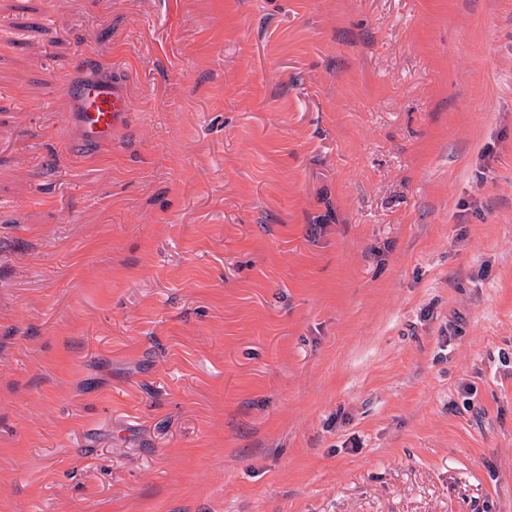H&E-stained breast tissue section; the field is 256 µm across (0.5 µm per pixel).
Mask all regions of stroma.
I'll list each match as a JSON object with an SVG mask.
<instances>
[{
    "instance_id": "obj_1",
    "label": "stroma",
    "mask_w": 512,
    "mask_h": 512,
    "mask_svg": "<svg viewBox=\"0 0 512 512\" xmlns=\"http://www.w3.org/2000/svg\"><path fill=\"white\" fill-rule=\"evenodd\" d=\"M0 512H512V0H0ZM67 95L76 104L73 115L80 143L86 147L112 143L130 112L125 84L113 77H84L77 83L71 79Z\"/></svg>"
}]
</instances>
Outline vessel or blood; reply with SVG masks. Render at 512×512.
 I'll return each mask as SVG.
<instances>
[{"label":"vessel or blood","mask_w":512,"mask_h":512,"mask_svg":"<svg viewBox=\"0 0 512 512\" xmlns=\"http://www.w3.org/2000/svg\"><path fill=\"white\" fill-rule=\"evenodd\" d=\"M67 95L76 105L79 141L86 147L111 142L130 112L126 86L117 78H82L69 84Z\"/></svg>","instance_id":"1"}]
</instances>
